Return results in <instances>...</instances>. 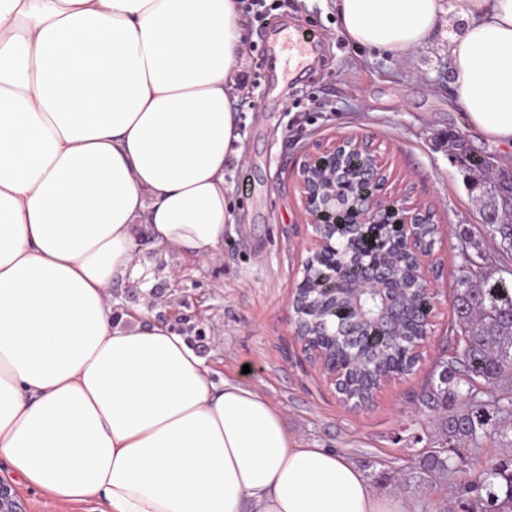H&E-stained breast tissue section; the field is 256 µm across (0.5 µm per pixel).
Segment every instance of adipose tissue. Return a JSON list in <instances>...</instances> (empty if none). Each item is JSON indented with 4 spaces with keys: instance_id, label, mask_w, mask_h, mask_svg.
<instances>
[{
    "instance_id": "1",
    "label": "adipose tissue",
    "mask_w": 512,
    "mask_h": 512,
    "mask_svg": "<svg viewBox=\"0 0 512 512\" xmlns=\"http://www.w3.org/2000/svg\"><path fill=\"white\" fill-rule=\"evenodd\" d=\"M456 100L512 146V0H336L342 33L422 47L439 14ZM245 55L240 0H0V459L101 512H408L340 451L304 448L167 324L115 319L135 227L216 255Z\"/></svg>"
}]
</instances>
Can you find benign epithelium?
Instances as JSON below:
<instances>
[{
	"mask_svg": "<svg viewBox=\"0 0 512 512\" xmlns=\"http://www.w3.org/2000/svg\"><path fill=\"white\" fill-rule=\"evenodd\" d=\"M386 184L384 160L368 140L346 136L316 145L305 155L297 175V187L314 231L307 250L311 257L331 266L345 259L353 263L347 280L327 285L325 293L338 290L354 304L365 292L378 294L384 305L370 322L395 336L402 311L411 309L426 337L432 325L434 289L425 267L420 263L414 272L415 287L425 297L422 310L417 311L413 302L389 298L393 266L380 259L398 264L416 253L420 228L434 223V214L429 207L410 206L388 196ZM422 347L419 341L409 342L405 347L407 367L392 375L410 373ZM304 350L320 363L328 382L340 388L344 368L327 363L326 349L320 345L306 343ZM0 512H24L17 494L4 483H0Z\"/></svg>",
	"mask_w": 512,
	"mask_h": 512,
	"instance_id": "obj_1",
	"label": "benign epithelium"
}]
</instances>
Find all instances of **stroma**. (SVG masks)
I'll return each mask as SVG.
<instances>
[{"label": "stroma", "instance_id": "obj_1", "mask_svg": "<svg viewBox=\"0 0 512 512\" xmlns=\"http://www.w3.org/2000/svg\"><path fill=\"white\" fill-rule=\"evenodd\" d=\"M246 92L233 104L240 151L225 167V188L238 216L224 231L213 258L177 255L142 242L137 258L154 273L153 300L131 296L127 282L111 285L113 306L126 307L141 323L162 320L177 332L201 329L196 348L214 379L250 385L282 414L300 445L392 462L412 475L416 396L435 361L449 347L453 281L460 259L458 235L470 229L481 249L480 204L448 158L446 134L459 131L475 150L505 165L512 155L487 138L456 104L449 44L464 22L441 14L427 43L402 52H376L340 30L332 0H274L265 21L245 15ZM314 31L307 62H289L281 50L285 31ZM328 102L329 111L312 108ZM351 135L372 138L386 166L389 196L428 206L440 226L425 265L434 271L432 333L411 374L384 384L365 409L344 404L294 335L290 300L303 277L312 228L296 186V174L314 143ZM189 313L190 324L179 317Z\"/></svg>", "mask_w": 512, "mask_h": 512}]
</instances>
